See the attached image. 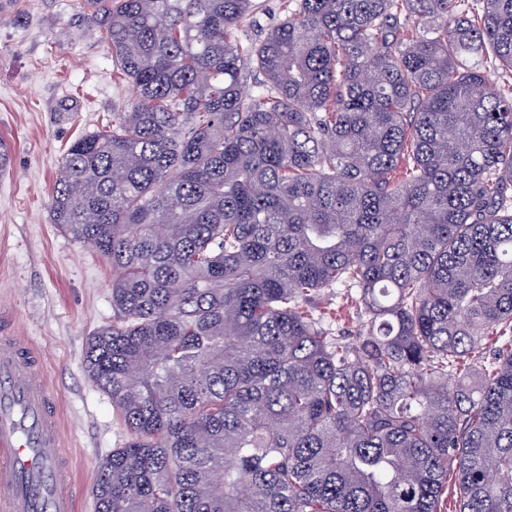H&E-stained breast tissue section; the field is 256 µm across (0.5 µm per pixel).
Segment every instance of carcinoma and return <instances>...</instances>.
Returning <instances> with one entry per match:
<instances>
[{"instance_id":"cac0c4a2","label":"carcinoma","mask_w":512,"mask_h":512,"mask_svg":"<svg viewBox=\"0 0 512 512\" xmlns=\"http://www.w3.org/2000/svg\"><path fill=\"white\" fill-rule=\"evenodd\" d=\"M87 5L134 90L50 203L112 265L96 512H440L450 469L512 512V0H288L247 50L257 0ZM350 291L347 288H334L331 292H322L307 306L311 313L319 318L321 326L329 336H340L352 340L359 329L361 319L351 308Z\"/></svg>"}]
</instances>
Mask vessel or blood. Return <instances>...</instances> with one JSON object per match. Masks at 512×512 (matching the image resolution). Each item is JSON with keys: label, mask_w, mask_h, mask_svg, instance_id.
<instances>
[{"label": "vessel or blood", "mask_w": 512, "mask_h": 512, "mask_svg": "<svg viewBox=\"0 0 512 512\" xmlns=\"http://www.w3.org/2000/svg\"><path fill=\"white\" fill-rule=\"evenodd\" d=\"M59 429L38 352L0 325V512H74Z\"/></svg>", "instance_id": "obj_1"}]
</instances>
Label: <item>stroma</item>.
<instances>
[{"instance_id":"stroma-1","label":"stroma","mask_w":512,"mask_h":512,"mask_svg":"<svg viewBox=\"0 0 512 512\" xmlns=\"http://www.w3.org/2000/svg\"><path fill=\"white\" fill-rule=\"evenodd\" d=\"M132 95L114 80L109 45L83 0H15L0 15V138L12 151L0 172V318L43 354L75 512H95L99 463L128 435L84 368L91 335L112 323V266L53 224L50 200L69 144ZM309 309L347 341L361 323L343 287Z\"/></svg>"}]
</instances>
